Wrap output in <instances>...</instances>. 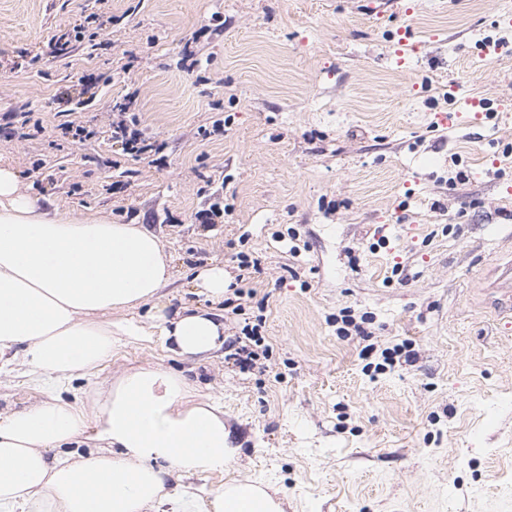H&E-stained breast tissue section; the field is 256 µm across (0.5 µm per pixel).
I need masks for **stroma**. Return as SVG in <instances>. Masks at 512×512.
Wrapping results in <instances>:
<instances>
[{
    "instance_id": "obj_1",
    "label": "stroma",
    "mask_w": 512,
    "mask_h": 512,
    "mask_svg": "<svg viewBox=\"0 0 512 512\" xmlns=\"http://www.w3.org/2000/svg\"><path fill=\"white\" fill-rule=\"evenodd\" d=\"M93 13L111 25L57 54L52 35ZM129 97L155 160L111 137ZM509 146L512 0H0V157L23 186L156 233L169 310L209 309L192 279L220 263L251 293L225 335L264 320V370L157 341L91 380L152 362L223 397L237 464L191 479L199 494L254 482L284 512H512V319L483 291L512 261ZM215 202L224 215L195 223ZM345 308L415 362L366 372L332 324ZM48 397L0 374L1 414Z\"/></svg>"
}]
</instances>
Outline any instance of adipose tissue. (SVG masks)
Wrapping results in <instances>:
<instances>
[{"mask_svg":"<svg viewBox=\"0 0 512 512\" xmlns=\"http://www.w3.org/2000/svg\"><path fill=\"white\" fill-rule=\"evenodd\" d=\"M172 255L139 224L47 210L0 161V373L23 368L51 397L0 414V512H282L256 484L230 483L199 498L189 479L231 469L224 404L198 400L188 378L154 364L106 387L87 378L127 342L161 339L178 356L224 345L209 310L167 313ZM152 306L151 325L127 316ZM93 450H86L87 441Z\"/></svg>","mask_w":512,"mask_h":512,"instance_id":"ef3b65f1","label":"adipose tissue"}]
</instances>
